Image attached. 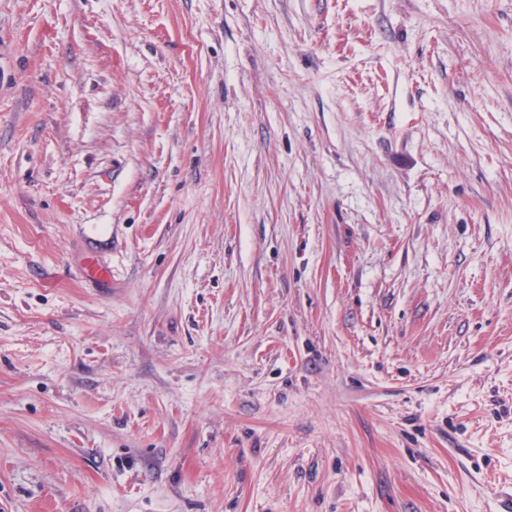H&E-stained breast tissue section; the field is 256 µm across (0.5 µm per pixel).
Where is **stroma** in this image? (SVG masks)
<instances>
[{
	"label": "stroma",
	"mask_w": 512,
	"mask_h": 512,
	"mask_svg": "<svg viewBox=\"0 0 512 512\" xmlns=\"http://www.w3.org/2000/svg\"><path fill=\"white\" fill-rule=\"evenodd\" d=\"M0 512H512V0H0ZM82 272L86 278L92 281L104 283L112 279L111 268L102 262L95 252H90Z\"/></svg>",
	"instance_id": "35a3bbf8"
}]
</instances>
